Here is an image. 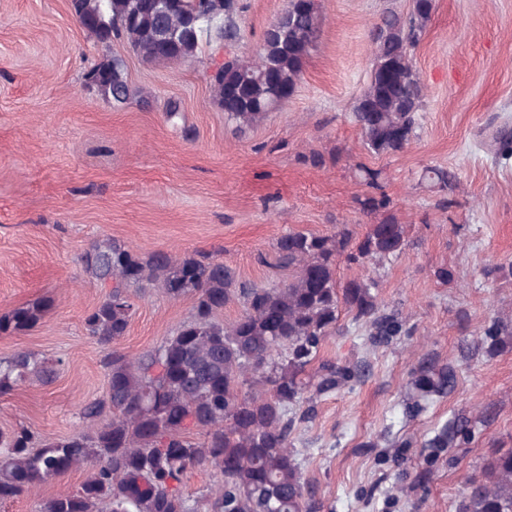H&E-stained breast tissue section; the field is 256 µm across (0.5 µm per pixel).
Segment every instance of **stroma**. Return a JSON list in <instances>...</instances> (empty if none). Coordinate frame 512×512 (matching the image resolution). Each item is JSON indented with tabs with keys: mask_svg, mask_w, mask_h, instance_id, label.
<instances>
[{
	"mask_svg": "<svg viewBox=\"0 0 512 512\" xmlns=\"http://www.w3.org/2000/svg\"><path fill=\"white\" fill-rule=\"evenodd\" d=\"M319 2L325 23L294 95L241 131L214 97L211 68L255 52L288 0H237L239 39L181 64L99 41L71 0H0V314L52 301L36 327L0 335V357L31 350L56 363L47 380L0 396V430L69 435L83 426L81 406L106 391L105 349L84 326L105 296L81 262L93 242L206 255L270 287L294 275L280 235L345 225L362 237L380 216L360 200L385 194L405 249L369 270L340 260L336 279L374 277L394 332L372 335L340 313L321 357L350 374L314 396L291 434L307 486L322 512H458L466 479L512 448V156L491 141L512 132V0H436L414 50L427 83L420 125L404 152L380 156L364 149L351 113L370 78L373 27L411 2ZM115 57L130 88L122 105L85 85L92 66ZM361 165L378 171L377 184L359 178ZM428 166L447 170L452 187L424 181ZM135 303L115 344L132 357L193 312L192 299L156 288ZM493 320L503 335L486 336ZM428 364L452 366L455 382L421 399L414 379ZM458 419L468 427L453 445L430 447ZM89 473L31 488L0 512H42Z\"/></svg>",
	"mask_w": 512,
	"mask_h": 512,
	"instance_id": "obj_1",
	"label": "stroma"
}]
</instances>
